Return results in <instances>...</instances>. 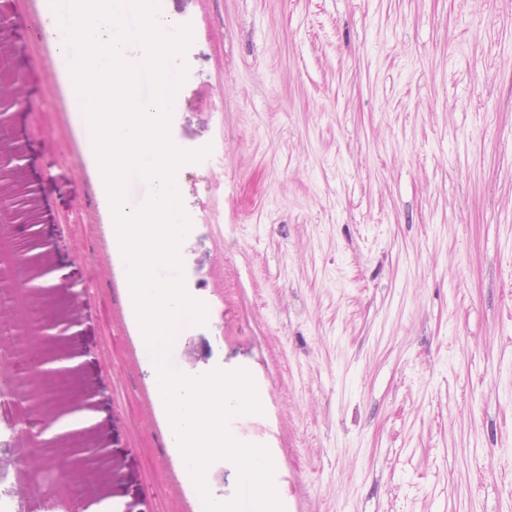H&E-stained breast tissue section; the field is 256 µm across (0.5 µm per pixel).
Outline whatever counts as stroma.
I'll list each match as a JSON object with an SVG mask.
<instances>
[{
    "label": "stroma",
    "instance_id": "35a3bbf8",
    "mask_svg": "<svg viewBox=\"0 0 512 512\" xmlns=\"http://www.w3.org/2000/svg\"><path fill=\"white\" fill-rule=\"evenodd\" d=\"M190 26L169 136L205 150L178 173L180 267L212 321L175 350L190 375L247 371L284 512H512V0H154ZM14 0L0 54L27 106L24 155L42 266L66 271L84 442L111 449L98 492L190 512L126 270L96 251L76 128Z\"/></svg>",
    "mask_w": 512,
    "mask_h": 512
}]
</instances>
